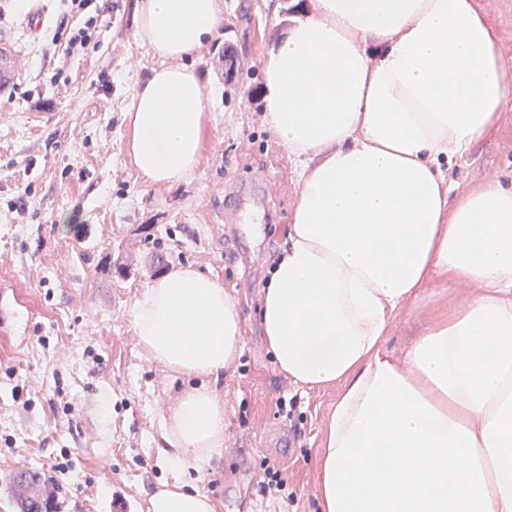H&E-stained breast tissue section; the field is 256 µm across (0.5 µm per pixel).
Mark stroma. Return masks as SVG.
Returning a JSON list of instances; mask_svg holds the SVG:
<instances>
[{
  "instance_id": "obj_1",
  "label": "stroma",
  "mask_w": 512,
  "mask_h": 512,
  "mask_svg": "<svg viewBox=\"0 0 512 512\" xmlns=\"http://www.w3.org/2000/svg\"><path fill=\"white\" fill-rule=\"evenodd\" d=\"M280 7L221 0L218 41L186 61L202 75L208 116L198 169L151 186L125 152V114L159 64L135 35L134 0H91L80 12L69 0H0V37L19 65L16 83L0 88V289L22 301L0 331V512H12L17 471L49 478L64 450L69 468L54 485L64 512H145L149 492L172 480L163 419L190 381L144 351L132 312L147 283L187 264L216 277L244 317L243 352L215 384L224 452L198 489L220 512H318L315 462L337 390L305 391L278 372L256 314L298 202L297 165L263 126L259 92L290 21ZM92 15L90 50L54 41ZM448 176L459 193L512 177V103ZM229 190L253 218L240 231L220 214ZM464 297L458 288L429 308L404 307L387 351L403 356ZM268 458L285 481L272 495L260 492Z\"/></svg>"
}]
</instances>
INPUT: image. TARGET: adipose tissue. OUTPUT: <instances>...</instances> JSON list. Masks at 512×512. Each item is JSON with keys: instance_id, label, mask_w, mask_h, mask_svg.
<instances>
[{"instance_id": "obj_1", "label": "adipose tissue", "mask_w": 512, "mask_h": 512, "mask_svg": "<svg viewBox=\"0 0 512 512\" xmlns=\"http://www.w3.org/2000/svg\"><path fill=\"white\" fill-rule=\"evenodd\" d=\"M263 70L262 120L299 166L288 247L260 293L277 370L339 386L316 462L319 512H512V184L457 194L465 158L512 102L500 39L475 0H308ZM219 0H136L162 64L136 90L127 155L144 182L199 166L201 78L184 58L219 35ZM465 286L397 358L395 314ZM138 340L195 378L166 416L175 471L146 512H216L184 482L224 451L213 383L243 350L236 299L192 265L146 285Z\"/></svg>"}]
</instances>
